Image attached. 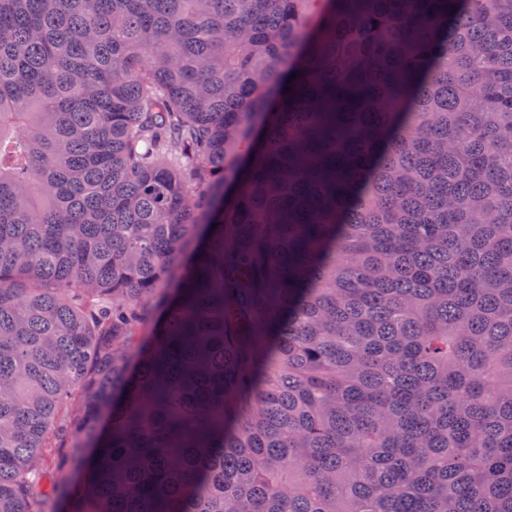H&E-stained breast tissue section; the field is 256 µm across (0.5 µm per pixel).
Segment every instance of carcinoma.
<instances>
[{
	"mask_svg": "<svg viewBox=\"0 0 512 512\" xmlns=\"http://www.w3.org/2000/svg\"><path fill=\"white\" fill-rule=\"evenodd\" d=\"M52 496L512 512V0H0V512Z\"/></svg>",
	"mask_w": 512,
	"mask_h": 512,
	"instance_id": "1",
	"label": "carcinoma"
}]
</instances>
